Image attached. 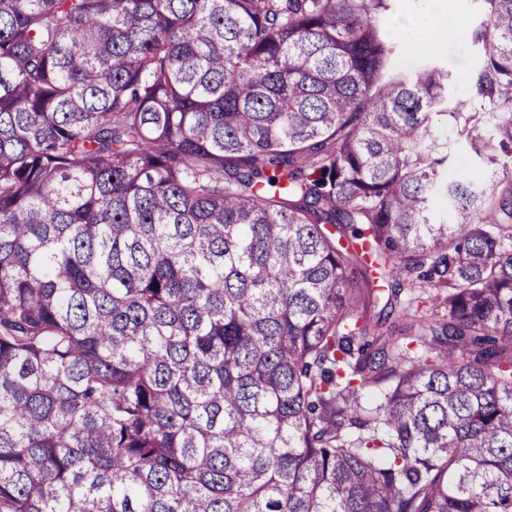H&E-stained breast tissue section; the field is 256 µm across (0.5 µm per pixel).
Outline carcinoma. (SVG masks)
<instances>
[{
  "instance_id": "1",
  "label": "carcinoma",
  "mask_w": 512,
  "mask_h": 512,
  "mask_svg": "<svg viewBox=\"0 0 512 512\" xmlns=\"http://www.w3.org/2000/svg\"><path fill=\"white\" fill-rule=\"evenodd\" d=\"M389 2L0 0V512H512V0ZM442 12L446 6H441ZM445 21L448 19V11L443 15ZM442 20L429 23V39L425 44L427 51L436 53L442 51L448 43L447 51L440 54L442 63L448 67V72L454 81L449 88V94L456 98H467L474 91L475 74L477 70V59L472 52L463 49L462 44L454 37H448L450 25ZM393 31L399 44V50H401L400 55L396 59V66L399 69H408L418 61L425 63L428 60L430 54L427 53L422 46L426 37L420 39L417 38L414 33L401 32L397 25L393 27ZM406 60L409 61V65H404V61Z\"/></svg>"
}]
</instances>
